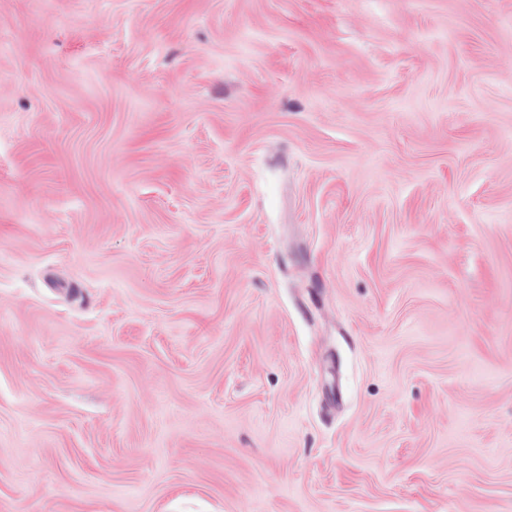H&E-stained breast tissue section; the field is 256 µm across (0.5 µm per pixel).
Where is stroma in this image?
Here are the masks:
<instances>
[{
    "label": "stroma",
    "mask_w": 512,
    "mask_h": 512,
    "mask_svg": "<svg viewBox=\"0 0 512 512\" xmlns=\"http://www.w3.org/2000/svg\"><path fill=\"white\" fill-rule=\"evenodd\" d=\"M0 512H512V0H0Z\"/></svg>",
    "instance_id": "35a3bbf8"
}]
</instances>
